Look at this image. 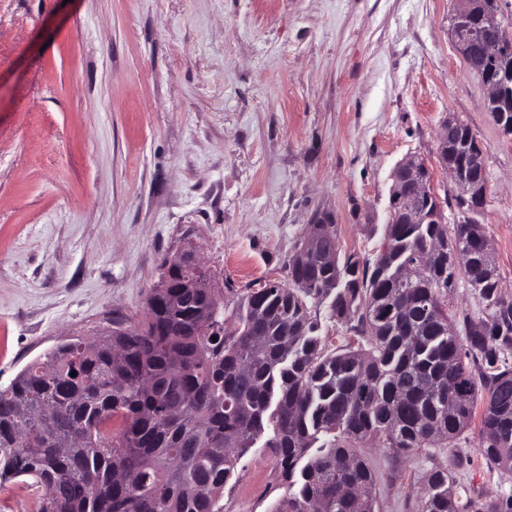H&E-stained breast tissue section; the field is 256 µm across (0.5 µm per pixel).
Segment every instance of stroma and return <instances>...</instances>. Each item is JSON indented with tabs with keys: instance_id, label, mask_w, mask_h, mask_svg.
<instances>
[{
	"instance_id": "obj_1",
	"label": "stroma",
	"mask_w": 512,
	"mask_h": 512,
	"mask_svg": "<svg viewBox=\"0 0 512 512\" xmlns=\"http://www.w3.org/2000/svg\"><path fill=\"white\" fill-rule=\"evenodd\" d=\"M457 0H0V388L73 336L139 320L165 256L191 249L226 302L287 280L316 211L373 259L408 156L454 115L484 150L477 217L512 301V140L451 39ZM451 448L367 447L377 512H417L433 465L459 499L512 498V468ZM255 448L224 512L285 494ZM31 480L5 512H38Z\"/></svg>"
}]
</instances>
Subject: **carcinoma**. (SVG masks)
<instances>
[{"label": "carcinoma", "instance_id": "obj_1", "mask_svg": "<svg viewBox=\"0 0 512 512\" xmlns=\"http://www.w3.org/2000/svg\"><path fill=\"white\" fill-rule=\"evenodd\" d=\"M486 38L501 42L500 55L483 58L476 37L470 72L507 74L512 35L501 24ZM445 125L437 162L482 152L463 120ZM400 211L389 199L374 262L338 249L332 261L290 264L288 282L238 294L229 332L224 295L187 292L203 272L164 258L166 287L151 289L142 319L72 338L0 389V479H33L45 491L40 512H224V487L260 442L287 487L271 512H375L365 444L405 456L445 448L476 423L481 457L511 459L512 302L484 228L404 224ZM327 217L316 214L308 231L336 245ZM455 253L487 312L467 320L465 344L448 314ZM324 304L331 319L356 322L366 348L323 347ZM148 378L160 389L143 388ZM125 472L134 478L121 483ZM418 498L419 512H512V498L456 501L442 466Z\"/></svg>", "mask_w": 512, "mask_h": 512}]
</instances>
